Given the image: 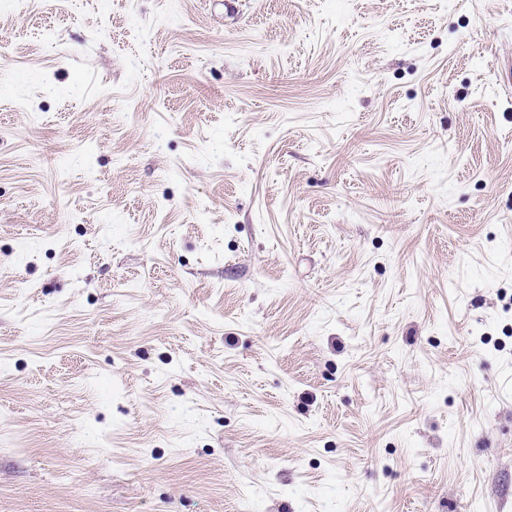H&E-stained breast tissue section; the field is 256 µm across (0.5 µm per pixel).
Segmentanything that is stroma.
<instances>
[{"label": "stroma", "instance_id": "35a3bbf8", "mask_svg": "<svg viewBox=\"0 0 512 512\" xmlns=\"http://www.w3.org/2000/svg\"><path fill=\"white\" fill-rule=\"evenodd\" d=\"M0 0V512H512V0Z\"/></svg>", "mask_w": 512, "mask_h": 512}]
</instances>
